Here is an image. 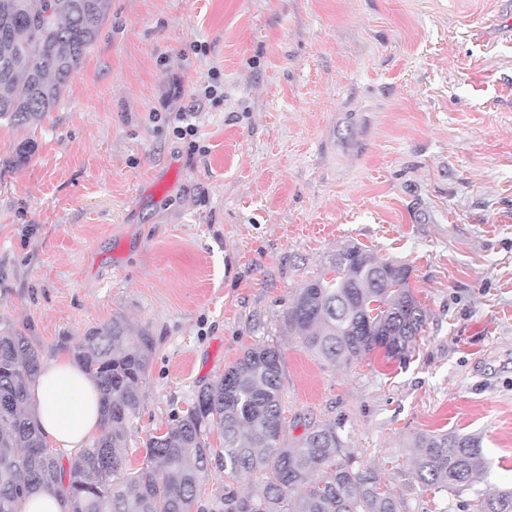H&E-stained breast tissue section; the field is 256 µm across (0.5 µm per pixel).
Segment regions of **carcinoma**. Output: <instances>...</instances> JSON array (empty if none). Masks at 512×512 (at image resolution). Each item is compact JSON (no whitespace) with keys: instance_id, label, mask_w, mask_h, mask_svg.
<instances>
[{"instance_id":"cac0c4a2","label":"carcinoma","mask_w":512,"mask_h":512,"mask_svg":"<svg viewBox=\"0 0 512 512\" xmlns=\"http://www.w3.org/2000/svg\"><path fill=\"white\" fill-rule=\"evenodd\" d=\"M54 21L33 27L45 2ZM108 0H0V122L32 125L59 103L73 72L96 41ZM410 267L379 260L359 244L336 250L327 268L305 280L284 312L301 347L329 364H349L375 350L407 362L424 331L426 310L410 286ZM154 339L128 336L125 322L90 330L74 360L101 392L99 435L72 458L49 456L28 402L41 360L29 337L0 323V512H23L34 490L58 487L66 512H406L404 498L381 491L371 467L341 453L336 426H308L285 444L281 356L253 346L198 386L192 403L146 440L142 467L129 470V440L143 406ZM222 439L214 448L212 433ZM407 465L427 489L463 495L486 470L482 439L457 431L423 432ZM224 484L210 507L199 503L212 467ZM261 475L258 496L238 489L244 474ZM478 512H512V488L480 500Z\"/></svg>"}]
</instances>
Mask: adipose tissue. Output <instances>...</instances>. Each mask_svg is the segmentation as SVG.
Here are the masks:
<instances>
[{"label":"adipose tissue","instance_id":"ef3b65f1","mask_svg":"<svg viewBox=\"0 0 512 512\" xmlns=\"http://www.w3.org/2000/svg\"><path fill=\"white\" fill-rule=\"evenodd\" d=\"M30 401L48 445L78 452L100 431L95 382L65 353L45 362L28 386Z\"/></svg>","mask_w":512,"mask_h":512}]
</instances>
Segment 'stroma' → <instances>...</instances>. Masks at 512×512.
Here are the masks:
<instances>
[{"label": "stroma", "instance_id": "35a3bbf8", "mask_svg": "<svg viewBox=\"0 0 512 512\" xmlns=\"http://www.w3.org/2000/svg\"><path fill=\"white\" fill-rule=\"evenodd\" d=\"M209 80L223 101L197 96ZM352 242L412 268L427 325L407 364L333 366L286 328ZM115 317L155 341L129 468L197 382L264 344L287 442L335 425L408 512L511 487L512 0H109L58 106L0 125V319L46 360ZM446 430L480 434L488 462L460 498L406 463Z\"/></svg>", "mask_w": 512, "mask_h": 512}]
</instances>
